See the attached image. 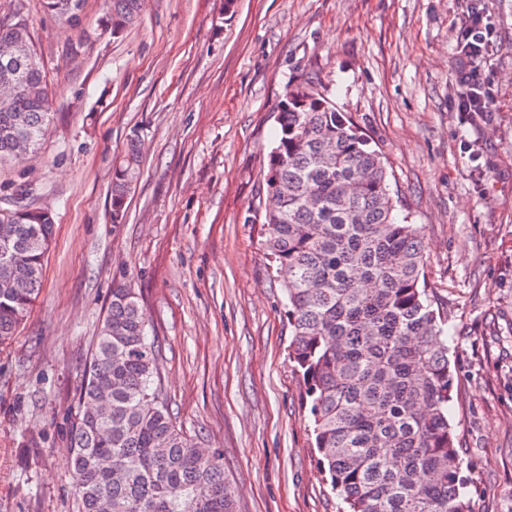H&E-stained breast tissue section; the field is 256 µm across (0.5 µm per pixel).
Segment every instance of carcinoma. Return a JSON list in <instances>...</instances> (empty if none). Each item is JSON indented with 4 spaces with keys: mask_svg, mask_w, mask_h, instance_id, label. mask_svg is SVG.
Returning a JSON list of instances; mask_svg holds the SVG:
<instances>
[{
    "mask_svg": "<svg viewBox=\"0 0 512 512\" xmlns=\"http://www.w3.org/2000/svg\"><path fill=\"white\" fill-rule=\"evenodd\" d=\"M81 24L84 0H42ZM145 0H105L102 28L132 24ZM24 4L0 23V57L23 52L0 97V166L39 149L52 119L45 71ZM141 174L133 136L112 167L110 219L123 224ZM258 194L266 254L281 278L320 468L344 512H471L448 419L454 375L448 329L421 283L425 230L400 215L380 153L308 76L279 102L275 141ZM0 201V345L26 320L42 288L53 213ZM78 512H238L219 454L176 425L157 342L135 289L112 287L85 363L68 431Z\"/></svg>",
    "mask_w": 512,
    "mask_h": 512,
    "instance_id": "cac0c4a2",
    "label": "carcinoma"
}]
</instances>
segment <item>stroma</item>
Segmentation results:
<instances>
[{"label":"stroma","mask_w":512,"mask_h":512,"mask_svg":"<svg viewBox=\"0 0 512 512\" xmlns=\"http://www.w3.org/2000/svg\"><path fill=\"white\" fill-rule=\"evenodd\" d=\"M54 119L36 155L0 168L55 216L43 287L0 347V512H75L68 413L112 284L139 293L178 425L221 453L239 512H340L318 467L285 300L249 222L287 83L367 136L427 240L425 283L448 319L472 512H512V0H486L490 112H456L458 0H145L119 34L104 0L82 23L27 0ZM138 134L125 223L112 163Z\"/></svg>","instance_id":"obj_1"}]
</instances>
